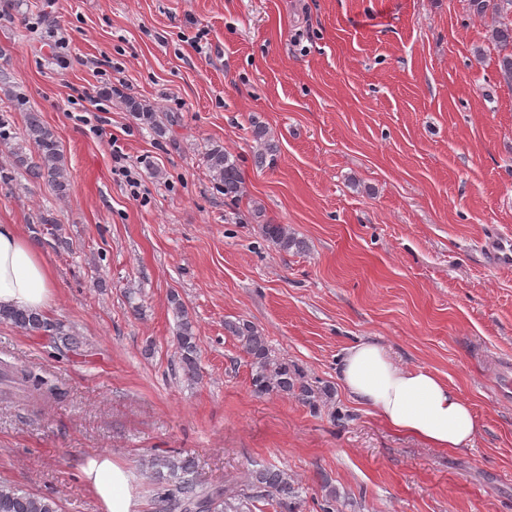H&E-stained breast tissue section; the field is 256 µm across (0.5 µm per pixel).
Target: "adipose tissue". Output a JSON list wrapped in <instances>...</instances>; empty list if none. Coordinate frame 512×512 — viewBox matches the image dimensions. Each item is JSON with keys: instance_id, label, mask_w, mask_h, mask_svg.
<instances>
[{"instance_id": "ef3b65f1", "label": "adipose tissue", "mask_w": 512, "mask_h": 512, "mask_svg": "<svg viewBox=\"0 0 512 512\" xmlns=\"http://www.w3.org/2000/svg\"><path fill=\"white\" fill-rule=\"evenodd\" d=\"M53 298L51 271L21 226L0 224V307L42 313ZM337 373L355 403L431 447L464 448L478 433L472 406L457 390L428 370L398 364L378 343L344 349ZM81 471L101 512H138L130 478L111 453L89 458Z\"/></svg>"}]
</instances>
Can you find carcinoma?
Instances as JSON below:
<instances>
[{"label":"carcinoma","mask_w":512,"mask_h":512,"mask_svg":"<svg viewBox=\"0 0 512 512\" xmlns=\"http://www.w3.org/2000/svg\"><path fill=\"white\" fill-rule=\"evenodd\" d=\"M480 15H490L493 23L492 39L497 47V66L504 82L512 84V0H470ZM253 137L259 143L258 161L277 152V145L267 135L266 128L256 122ZM0 146L7 151L13 168L48 185L59 198L67 194L70 169L63 146L51 127L39 113H26L22 133L16 135L8 121L0 119ZM206 166L213 181L227 198H238L243 193L241 168L236 159L215 146L206 154ZM56 241L63 243V225L49 211L36 216ZM262 232L279 250L300 249L299 241L285 224H264ZM178 318L176 350L179 368L185 377L198 375V343L196 326L181 300L171 297ZM0 323L21 332L51 340L54 348L75 355L80 354L82 342L65 325L45 315L19 309L0 308ZM228 330L235 336L241 349L251 358L252 385L259 394H292L303 399L313 390L304 380L301 369L272 356L266 336L247 321L231 322ZM0 394L6 399L37 401L54 388L31 369L17 364L0 365ZM147 469L154 485V501L159 512H246L258 500H271L288 505L298 494L295 480L288 472L270 467L248 471L244 482L226 481L222 485L208 484L195 472L189 458L152 454ZM0 512H60L59 502L50 496L38 495L19 486L0 483Z\"/></svg>","instance_id":"1"}]
</instances>
